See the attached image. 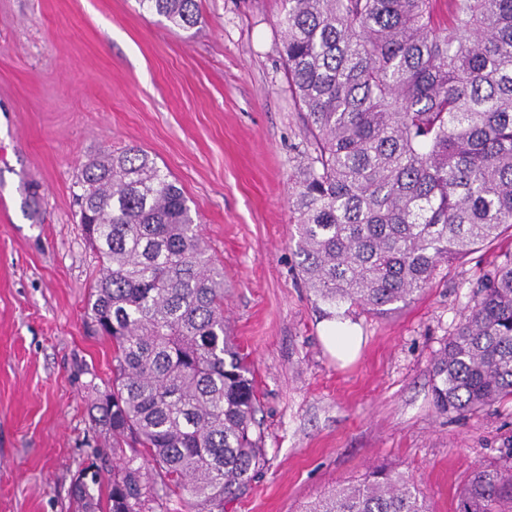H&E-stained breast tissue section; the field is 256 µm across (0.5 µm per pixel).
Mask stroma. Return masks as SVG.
Instances as JSON below:
<instances>
[{
	"mask_svg": "<svg viewBox=\"0 0 512 512\" xmlns=\"http://www.w3.org/2000/svg\"><path fill=\"white\" fill-rule=\"evenodd\" d=\"M190 29L136 0H0V512H73L88 455L112 437L89 410L112 380V343L86 327L99 260L76 216L83 163L137 146L169 171L224 268V318L249 352L265 462L224 512H303L385 466L455 512L474 465L512 448V401L442 414L430 367L512 236L441 265L388 316L350 308L362 338L341 364L336 312L304 283L289 208L311 153L274 22L281 0H199ZM38 211L23 208L28 190ZM322 338L327 348L342 360L355 358L362 341L361 336H355L349 321L342 319L329 321L327 334Z\"/></svg>",
	"mask_w": 512,
	"mask_h": 512,
	"instance_id": "1",
	"label": "stroma"
}]
</instances>
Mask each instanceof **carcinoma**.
Segmentation results:
<instances>
[{
	"mask_svg": "<svg viewBox=\"0 0 512 512\" xmlns=\"http://www.w3.org/2000/svg\"><path fill=\"white\" fill-rule=\"evenodd\" d=\"M188 29L198 0H137ZM289 87L315 156L296 180L297 254L323 302L386 315L441 264L512 229V0H282ZM75 194L102 263L87 302L112 340V386L94 422L131 454L112 469L107 512H195L224 501L265 462L249 354L224 320V271L188 198L148 153L88 159ZM441 413L512 399V251L431 366ZM74 483L98 512L100 471ZM306 512H432L405 473L374 467ZM456 512H512V449L478 465Z\"/></svg>",
	"mask_w": 512,
	"mask_h": 512,
	"instance_id": "1",
	"label": "carcinoma"
}]
</instances>
